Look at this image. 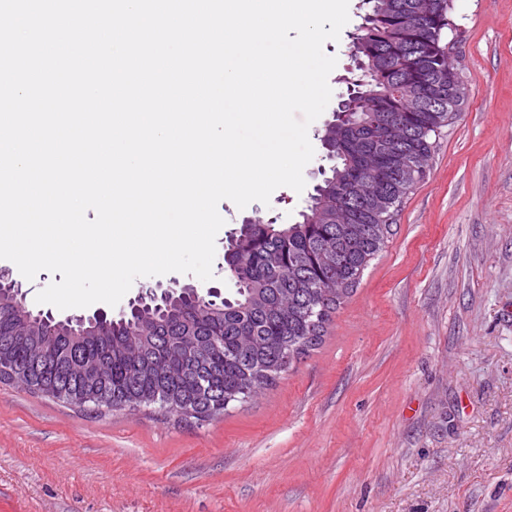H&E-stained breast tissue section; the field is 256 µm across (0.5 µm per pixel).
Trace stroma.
<instances>
[{
	"label": "stroma",
	"instance_id": "stroma-1",
	"mask_svg": "<svg viewBox=\"0 0 512 512\" xmlns=\"http://www.w3.org/2000/svg\"><path fill=\"white\" fill-rule=\"evenodd\" d=\"M360 0L324 51L352 67ZM467 87L394 234L318 349L209 421L96 410L0 384V512H512V0H454ZM306 192L219 205L226 234L294 223Z\"/></svg>",
	"mask_w": 512,
	"mask_h": 512
}]
</instances>
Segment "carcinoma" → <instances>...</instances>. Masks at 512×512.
Wrapping results in <instances>:
<instances>
[{"mask_svg": "<svg viewBox=\"0 0 512 512\" xmlns=\"http://www.w3.org/2000/svg\"><path fill=\"white\" fill-rule=\"evenodd\" d=\"M362 4L352 48L364 84L324 131L329 175L297 223L243 224L228 241L234 295L194 313L171 300L114 319L107 331L37 321L0 295V384L68 405H156L206 421L273 385L322 343L466 94L462 72L444 67L449 0Z\"/></svg>", "mask_w": 512, "mask_h": 512, "instance_id": "1", "label": "carcinoma"}]
</instances>
